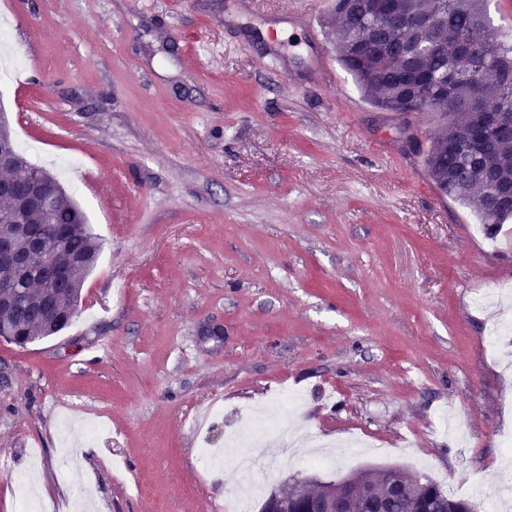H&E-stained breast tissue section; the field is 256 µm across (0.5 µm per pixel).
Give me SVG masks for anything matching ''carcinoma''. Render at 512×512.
Here are the masks:
<instances>
[{
	"instance_id": "cac0c4a2",
	"label": "carcinoma",
	"mask_w": 512,
	"mask_h": 512,
	"mask_svg": "<svg viewBox=\"0 0 512 512\" xmlns=\"http://www.w3.org/2000/svg\"><path fill=\"white\" fill-rule=\"evenodd\" d=\"M484 0H336L340 23L334 32L338 58L353 77L358 89L378 108L396 112L409 125L424 112L435 113L449 130L419 145L435 187L476 213L482 224H503L512 218L509 204L492 205L489 188L493 183L512 181V132L504 129L490 137L483 134V115L476 105V94L496 109L512 110V43L488 36L490 21ZM395 4L403 12L429 21L425 40L434 48L415 51L418 36L412 32L397 36L384 28L364 25ZM463 38L473 47L469 57L454 56V43ZM462 74L448 87V66ZM46 173V189L56 193L50 215L37 209L26 212L30 224L44 225V233L54 248L55 261L64 269L67 282L55 295L54 306L37 317L5 305L0 308V327L8 330L4 341L23 347L63 330L74 316L70 288H82V277L94 266L99 244L78 205L61 191L58 180L43 168H36L19 157L9 169L0 168V179H26ZM13 280L16 290L35 293L43 288L32 271L0 272ZM295 477L288 479V512H307L319 495L297 498ZM373 488L390 495L389 512H476L466 500H454L424 475L403 480V474L385 471Z\"/></svg>"
}]
</instances>
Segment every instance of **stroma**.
Here are the masks:
<instances>
[{
	"label": "stroma",
	"mask_w": 512,
	"mask_h": 512,
	"mask_svg": "<svg viewBox=\"0 0 512 512\" xmlns=\"http://www.w3.org/2000/svg\"><path fill=\"white\" fill-rule=\"evenodd\" d=\"M0 0L22 68L0 110L101 243L71 324L0 341V512L23 481L89 512H212L259 441L260 509L289 476L422 474L494 512L512 433V219L442 196L341 66L318 0ZM508 330L496 340L492 327ZM220 337H212V330ZM109 342L108 352L98 345ZM99 423L86 440L83 423Z\"/></svg>",
	"instance_id": "1"
}]
</instances>
